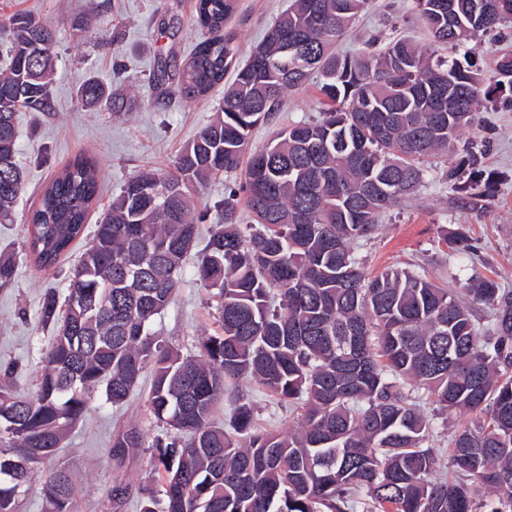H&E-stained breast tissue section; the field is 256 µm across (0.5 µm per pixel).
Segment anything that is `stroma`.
I'll list each match as a JSON object with an SVG mask.
<instances>
[{"label": "stroma", "mask_w": 512, "mask_h": 512, "mask_svg": "<svg viewBox=\"0 0 512 512\" xmlns=\"http://www.w3.org/2000/svg\"><path fill=\"white\" fill-rule=\"evenodd\" d=\"M195 4L196 0H0V16L27 11L48 21L56 31L58 55L52 110L24 112L18 119L16 161L24 172L25 187L13 223L0 224V247L20 248L29 229L31 204L50 178L76 156L95 158L102 167L100 199L88 218L93 226L130 176L172 168L182 146L216 117L224 100L223 85L216 86L205 101L187 105L154 80L160 69L175 71L194 48L199 35ZM287 6L288 0H238L227 27L237 35L240 58H247ZM84 14L92 16L93 25L79 41L72 37L71 27ZM393 31L421 45L429 43L411 0H373L337 49L357 53L368 38ZM467 49L485 82H495L498 57L512 51V22L502 27L500 35L470 41ZM90 76L123 97L122 111L88 106L76 98L77 86ZM321 110V97L311 83L286 94L280 122L312 119ZM462 137L483 142V165L494 174L490 188L478 199H467L450 175L457 155L437 159L425 187L390 210L378 235L357 248L368 273L400 266L435 277L450 268L456 275L450 283L455 290L489 278L512 291V108L506 107L504 96L491 97L479 123L464 130ZM460 227L476 246V257L456 259L442 244L444 230ZM88 242V237H81L51 271L19 258L13 284L0 288V366L22 365L16 385L20 392L34 391L40 351L50 337L38 321L41 295L48 288L66 290L67 274ZM152 329L170 346L195 353L200 337L219 330L212 290L185 279ZM150 384V376H143L130 398L119 405L104 407L99 399H92L88 415L54 457V467L68 471L78 487L77 512H138L141 497L152 489L148 453L133 452L120 459L107 454L113 434L121 429L136 428L148 441L161 434L146 403ZM236 390L253 403L260 426L285 434L295 429V413L254 380H239ZM118 485L125 497L114 511L107 494Z\"/></svg>", "instance_id": "obj_1"}]
</instances>
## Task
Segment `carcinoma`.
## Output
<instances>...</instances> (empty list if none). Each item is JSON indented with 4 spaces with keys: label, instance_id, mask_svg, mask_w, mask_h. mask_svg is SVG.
I'll list each match as a JSON object with an SVG mask.
<instances>
[{
    "label": "carcinoma",
    "instance_id": "cac0c4a2",
    "mask_svg": "<svg viewBox=\"0 0 512 512\" xmlns=\"http://www.w3.org/2000/svg\"><path fill=\"white\" fill-rule=\"evenodd\" d=\"M372 0H289L244 62L224 30L237 0H196L202 39L184 60L171 93L203 100L232 68L217 118L185 144L173 170L141 172L112 198L89 246L69 270L65 295L46 290L36 391L0 384V512L18 501L83 420L91 399L124 402L148 373L146 399L165 433L144 446L131 427L108 454L149 452L160 495L140 512H512V299L491 280L467 296L410 268L369 276L355 248L381 219L425 182L428 159L456 151L483 99L479 73L457 48L512 18V0L485 14L480 0H413L434 45L394 38L359 56L336 44ZM0 71V223L12 222L23 189L15 162V114L52 109L56 34L17 12ZM320 74L324 111L316 121L278 129L245 158L252 130L276 125L284 95ZM81 102H107L112 90L89 77ZM452 175L464 187L488 183L464 149ZM243 172L215 204L214 229L191 276L215 290L221 332L183 355L151 330L182 284L183 261L208 211L192 215L191 190L219 174ZM100 181L96 161L78 157L41 192L21 251L43 270L84 232ZM254 223L241 227L238 203ZM452 253L474 254L457 232ZM14 251L0 250V287L12 283ZM490 309L479 335L474 308ZM251 377L281 403L301 410L298 430L255 428L250 400L230 396L231 430L213 424L229 386ZM424 392L446 412L470 413L450 442L451 478L437 476L425 445L432 423ZM494 489L479 504L473 487ZM44 512H74L78 492L64 469L47 471Z\"/></svg>",
    "mask_w": 512,
    "mask_h": 512
}]
</instances>
